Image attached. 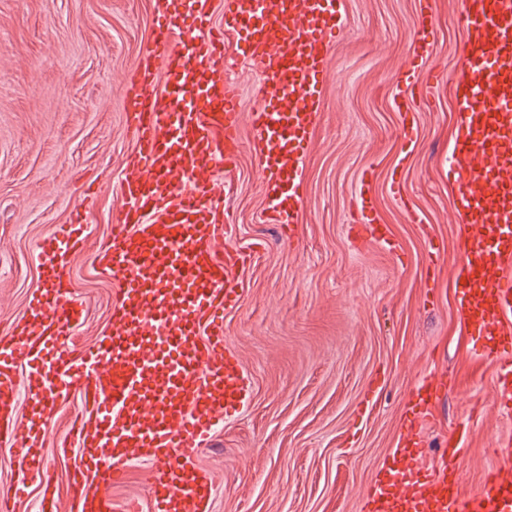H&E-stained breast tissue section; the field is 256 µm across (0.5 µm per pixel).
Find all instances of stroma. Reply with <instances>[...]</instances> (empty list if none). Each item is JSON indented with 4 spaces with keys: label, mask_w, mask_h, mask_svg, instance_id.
I'll use <instances>...</instances> for the list:
<instances>
[{
    "label": "stroma",
    "mask_w": 512,
    "mask_h": 512,
    "mask_svg": "<svg viewBox=\"0 0 512 512\" xmlns=\"http://www.w3.org/2000/svg\"><path fill=\"white\" fill-rule=\"evenodd\" d=\"M458 6L434 0L432 54L418 76L426 94L406 151L394 95L417 0H345L346 30L330 52L293 237L265 221L251 135L241 132L227 236L258 254L224 336L251 388L245 408L201 455L217 480L214 512H365L421 383L434 375L449 384L429 405L427 464L462 425L470 430L457 461L464 492H477L503 462L498 445L512 438V416L494 404V368L470 352L455 288L464 226L442 165L456 135L448 83L466 41L452 22ZM157 16L156 0H0V335L40 285L37 241L68 222L91 182L98 198L89 242L70 270L85 307L74 340L96 341L112 324L113 283L92 259L117 223L113 186L132 148L123 84ZM224 73L253 106L259 73L240 48L229 47ZM367 168L376 217L388 227L383 241L350 230ZM395 172L401 201L389 192ZM407 201L424 223H411ZM434 240L444 255L433 267ZM80 411L78 398L60 404L45 433L60 512L74 506L56 446Z\"/></svg>",
    "instance_id": "obj_1"
}]
</instances>
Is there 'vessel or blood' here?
<instances>
[{
    "mask_svg": "<svg viewBox=\"0 0 512 512\" xmlns=\"http://www.w3.org/2000/svg\"><path fill=\"white\" fill-rule=\"evenodd\" d=\"M152 38L124 86L134 140L115 187L121 214L96 265L116 291L112 326L96 342L69 348L84 308L68 281L85 248L86 198L69 223L36 246L41 286L25 316L0 337V445L19 464L0 512L34 499L59 512L44 434L58 402L79 396L81 414L57 451L70 460L75 512H114L112 486L132 462L148 472L147 501L125 512H212L217 494L200 456L224 420L246 405L250 379L224 337V316L245 295L251 254L230 244L224 207L240 131L249 128L268 220L293 232L305 205L304 161L323 101L331 48L345 29L344 0H159ZM410 67L396 102L404 146L414 137L418 70L436 24L432 0H418ZM224 26H213L216 10ZM466 34L451 86L457 136L448 156L451 189L465 232L456 282L471 352L497 367V408L512 412V0H461L453 18ZM260 68L258 104L242 112L238 86L224 77L225 38ZM364 172L359 221L386 236ZM26 416L17 419L18 406ZM413 412L367 501L368 512H512V466L489 472L477 493L459 487L457 458L467 436L448 439L436 469L423 464ZM39 491H32V480Z\"/></svg>",
    "mask_w": 512,
    "mask_h": 512,
    "instance_id": "b4317fda",
    "label": "vessel or blood"
}]
</instances>
